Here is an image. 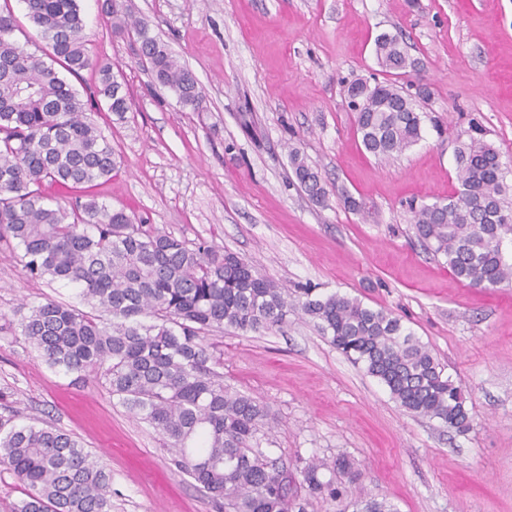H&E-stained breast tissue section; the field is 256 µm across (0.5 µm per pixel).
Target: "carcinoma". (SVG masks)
Segmentation results:
<instances>
[{"instance_id": "obj_1", "label": "carcinoma", "mask_w": 512, "mask_h": 512, "mask_svg": "<svg viewBox=\"0 0 512 512\" xmlns=\"http://www.w3.org/2000/svg\"><path fill=\"white\" fill-rule=\"evenodd\" d=\"M47 42L48 58L12 38L15 18L0 7V242L34 279L63 281L89 310L46 299L19 323L21 335L52 369L100 376L112 397L158 430L174 467L191 477L217 512H305L291 493L288 468L260 448L273 417L257 399L224 384L204 343L208 332L272 330L301 310L330 343L384 384L405 411L463 431L469 415L461 389L399 318L339 294L301 300L237 255L192 244L133 223L88 194L55 201L53 191L112 178L118 161L108 139L87 121V103L55 70L76 75L89 65L79 0H23ZM117 26L141 41L142 61L186 105H197L196 78L145 26L112 10ZM376 55L389 79L355 80L362 98L357 131L378 158L421 139V116L395 77L411 66L395 35L381 34ZM98 95L120 116L128 96L108 64ZM299 187L313 201L326 195L321 176L290 153ZM461 189L448 202L414 211L418 237L445 257L473 288L512 284L501 240L512 236V198L498 151L472 139L457 155ZM0 468L26 488L10 512H112V479L84 443L51 425L0 416ZM299 488L345 512H398L372 497H349L354 464L315 460Z\"/></svg>"}]
</instances>
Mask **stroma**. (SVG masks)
<instances>
[{
    "label": "stroma",
    "mask_w": 512,
    "mask_h": 512,
    "mask_svg": "<svg viewBox=\"0 0 512 512\" xmlns=\"http://www.w3.org/2000/svg\"><path fill=\"white\" fill-rule=\"evenodd\" d=\"M103 3L79 0L90 64L71 83L88 97L111 65L131 106L87 114L122 159L91 194L237 254L289 294L391 312L466 396V432L410 415L297 313L279 330L208 336L225 384L275 417L271 455L292 471L347 456L357 491L398 512H512V286L459 281L409 211L454 196L457 150L473 138L499 151L512 187V0H119L196 77V107L157 83ZM383 33L413 63L400 86L429 91L420 140L387 160L365 151L345 93L384 80ZM294 149L320 173L323 204L297 184ZM59 297L74 294L0 246V414L80 437L112 477V512H216L108 385L51 369L21 336V315Z\"/></svg>",
    "instance_id": "1"
}]
</instances>
